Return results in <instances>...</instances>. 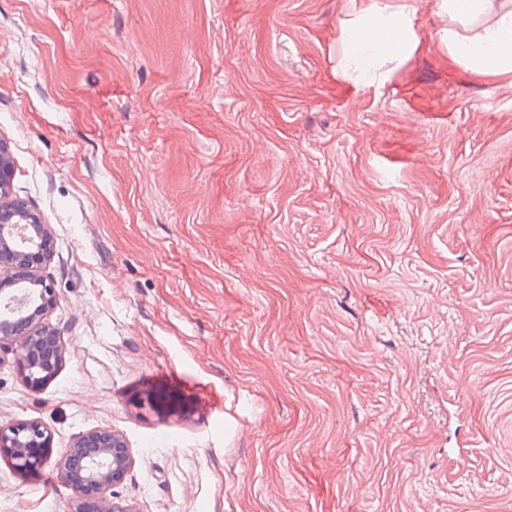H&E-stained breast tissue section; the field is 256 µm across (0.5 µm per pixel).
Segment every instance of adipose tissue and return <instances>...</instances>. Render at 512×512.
I'll use <instances>...</instances> for the list:
<instances>
[{
    "mask_svg": "<svg viewBox=\"0 0 512 512\" xmlns=\"http://www.w3.org/2000/svg\"><path fill=\"white\" fill-rule=\"evenodd\" d=\"M448 52L477 73H512V0H441ZM416 0L393 10L367 9L343 36L346 71L369 86L385 81L382 65L403 58L414 43Z\"/></svg>",
    "mask_w": 512,
    "mask_h": 512,
    "instance_id": "ef3b65f1",
    "label": "adipose tissue"
}]
</instances>
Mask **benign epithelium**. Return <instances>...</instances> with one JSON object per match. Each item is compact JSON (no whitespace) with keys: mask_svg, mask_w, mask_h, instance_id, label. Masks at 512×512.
I'll return each mask as SVG.
<instances>
[{"mask_svg":"<svg viewBox=\"0 0 512 512\" xmlns=\"http://www.w3.org/2000/svg\"><path fill=\"white\" fill-rule=\"evenodd\" d=\"M13 176L11 157L0 140V198L8 194ZM49 239L48 225L40 211L23 201L0 204V366L4 351L13 355V364L23 383L39 388L43 361L36 350L45 342L64 348V339L45 322L43 315L56 301L53 284L28 276V259L41 255ZM51 434L37 421L20 420L0 426V447L10 450L15 467L32 469L44 461L31 453L33 446L50 445ZM79 460L84 480L100 493V512H139L134 504L117 496L114 487L122 482L133 464V456L121 435L110 429H97L80 436L54 462L58 477L73 490L66 512H82L81 488L70 478V465Z\"/></svg>","mask_w":512,"mask_h":512,"instance_id":"obj_1","label":"benign epithelium"}]
</instances>
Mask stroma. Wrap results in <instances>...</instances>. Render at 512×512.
Here are the masks:
<instances>
[{
	"label": "stroma",
	"mask_w": 512,
	"mask_h": 512,
	"mask_svg": "<svg viewBox=\"0 0 512 512\" xmlns=\"http://www.w3.org/2000/svg\"><path fill=\"white\" fill-rule=\"evenodd\" d=\"M406 0H0L10 200L52 234L59 368L0 367V512H64L94 429L139 512H512V73L440 0L383 85L343 24ZM50 442V432L37 421L20 420L0 426V447L9 448L13 463L19 470L32 469L41 464L45 457L35 458L31 448L39 443L49 446Z\"/></svg>",
	"instance_id": "obj_1"
}]
</instances>
